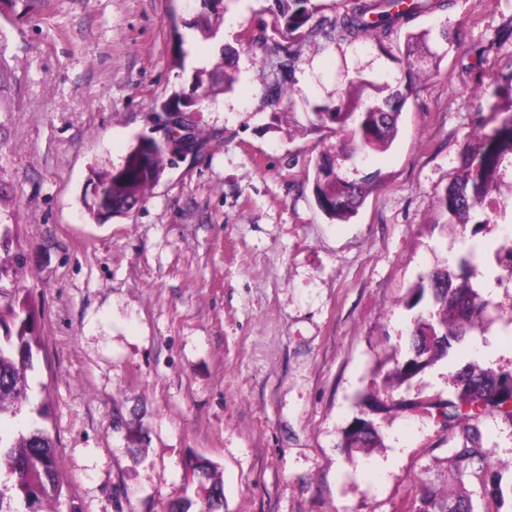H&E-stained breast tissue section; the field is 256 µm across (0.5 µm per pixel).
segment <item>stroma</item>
Returning <instances> with one entry per match:
<instances>
[{
    "mask_svg": "<svg viewBox=\"0 0 512 512\" xmlns=\"http://www.w3.org/2000/svg\"><path fill=\"white\" fill-rule=\"evenodd\" d=\"M273 0H224L215 37L183 29L195 0H17L0 14L19 77L0 112V289L22 288L41 350L19 421H38L59 453L60 500L44 512H165L202 492L188 460L211 463L223 512H401L419 479L445 486L458 441L437 420L396 409L445 398L466 363L443 359L397 389L384 364L404 348L421 277L454 264L462 225L437 199L477 133L498 120L491 93L512 74V0H453L413 23L454 37L426 72L404 38L303 49L293 111L364 78L408 86L397 140L348 169L375 175L357 217L332 221L308 175L323 145L289 136L264 103L272 59L240 51L232 91L192 113L201 134L172 157L130 214L92 219L96 172L120 166L143 136L164 141L158 107L192 93L197 68L261 36ZM186 54L184 68L172 59ZM486 332L469 347L512 371V288L489 294ZM377 394L373 448L342 433ZM493 471L512 484V424H478Z\"/></svg>",
    "mask_w": 512,
    "mask_h": 512,
    "instance_id": "1",
    "label": "stroma"
}]
</instances>
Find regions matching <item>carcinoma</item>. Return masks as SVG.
Segmentation results:
<instances>
[{
	"label": "carcinoma",
	"mask_w": 512,
	"mask_h": 512,
	"mask_svg": "<svg viewBox=\"0 0 512 512\" xmlns=\"http://www.w3.org/2000/svg\"><path fill=\"white\" fill-rule=\"evenodd\" d=\"M220 0H198L193 28L207 36L216 33L223 20ZM450 7L449 0H346L333 18L313 21L319 5L314 0H274L270 9L272 36L246 38L243 44L251 54L265 58L273 53L276 67L265 84L264 96L275 112L284 107L287 86L291 85L301 62L300 45L325 49L359 40L373 41L380 48L399 36L414 20ZM236 49L226 46L210 69H199L195 76L196 98L179 91L161 102L164 112L192 109L233 87ZM17 78L0 53V111L10 108L7 92ZM364 79L359 77L339 96L311 107V117L301 128L324 137L341 132L344 138L329 146L315 160L311 189L318 209L330 220L346 222L358 214L371 192L372 178L351 179L343 170L346 162L370 152L388 149L399 132L408 88L384 84L383 96L372 103L361 99ZM498 101L491 110L501 115L500 125L490 133L479 134L477 152L466 160L464 174L455 178L438 196L440 209L450 220L463 226L473 224L477 233L483 224L496 223L505 210L489 215V197L503 187L512 186V76L507 85L495 91ZM169 147L152 139L140 138L124 163L96 174L98 195L93 218L128 215L143 200L146 191L162 179L170 162ZM482 220L472 221L478 213ZM498 277H512V246H501L496 255ZM476 266L462 256L455 267L428 274V284L412 289L408 307H416L430 294V308L414 318V327L404 356L393 355L394 367L385 384L400 387L425 368L447 357L468 337L483 331L488 303L474 284ZM0 465L7 467L10 483H0V512H40L42 503L61 494L58 457L49 434L31 424L17 431L5 421L16 415L18 405L27 399L28 371L33 369L34 316L25 300L12 292L0 298ZM401 405L412 412L440 420L448 430L461 432L457 445L449 449L450 476L460 490L443 493L429 482H421L407 512H474L469 481L484 484L488 496L504 502L502 477L494 473L481 443L477 424L488 413L512 424V372L483 368L474 363L456 372L453 396L431 400H404ZM363 426L351 424L343 434L346 448H369L378 440L373 420L361 416ZM193 478L205 496L195 501L181 498L168 512H218L224 503L223 485L213 480L206 461L189 463Z\"/></svg>",
	"instance_id": "1"
}]
</instances>
